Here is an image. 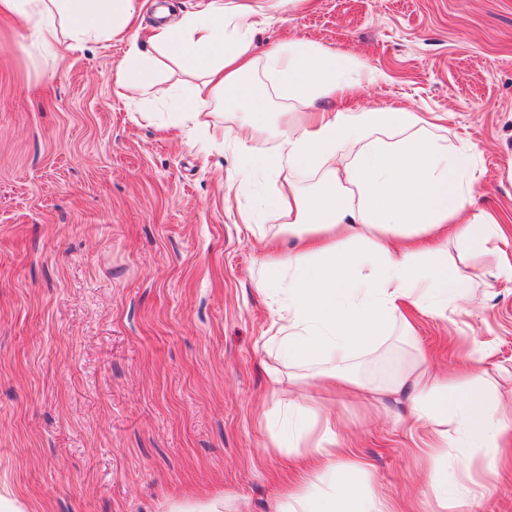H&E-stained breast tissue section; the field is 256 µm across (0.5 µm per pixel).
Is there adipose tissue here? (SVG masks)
<instances>
[{
	"instance_id": "adipose-tissue-1",
	"label": "adipose tissue",
	"mask_w": 512,
	"mask_h": 512,
	"mask_svg": "<svg viewBox=\"0 0 512 512\" xmlns=\"http://www.w3.org/2000/svg\"><path fill=\"white\" fill-rule=\"evenodd\" d=\"M143 11V0H0V16L28 29L41 49L125 43L111 75L117 95L165 98L174 122L202 146L213 143L211 119L225 101L246 113L240 130L225 129L223 136L240 151V185L262 173L271 190L262 208H239V221L273 217L292 240L286 249L271 245L260 259L255 287L276 312L266 342L277 358L308 370L300 385L274 375L279 391L294 398L287 431L272 432L270 444L294 460L319 461L323 477L335 479L338 420L317 394L368 393L348 365L390 335L396 312L411 303L443 317L471 288V276L448 263L449 242L484 250L512 226L473 212L477 149L450 145L437 132L436 116L394 106L318 107L319 99L374 81L375 69L356 70L349 56L305 40L254 55L252 38L263 17L239 0H199L196 10L176 19L164 7L148 28L141 25ZM146 45L194 77L191 96L160 89L154 63L143 59ZM273 92L290 103L274 125L261 116ZM269 133L275 151L256 153L249 139ZM300 171L319 174L313 189L296 185ZM458 377L457 368L439 372L419 360L389 385L406 397L411 422L431 438L423 468L437 512L460 506L442 475L450 423L462 426L476 447L512 444V420L499 415L485 391L458 384ZM345 467L340 490L316 496L295 486L282 493L280 512H394L388 499L359 488L360 460L346 458Z\"/></svg>"
}]
</instances>
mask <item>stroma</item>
Instances as JSON below:
<instances>
[{"mask_svg": "<svg viewBox=\"0 0 512 512\" xmlns=\"http://www.w3.org/2000/svg\"><path fill=\"white\" fill-rule=\"evenodd\" d=\"M267 10L257 51L294 39L379 72L348 105L441 115L448 141L477 148L479 209L512 218V0H250ZM126 52L102 42L46 54L0 20V491L27 512H168L220 500L274 512L293 480L269 448L262 409L285 406L265 344L261 234L240 223L234 146L204 149L164 104L114 93ZM512 237L463 261L467 298L440 317L416 307L353 362L388 383L419 355L486 357L474 373L512 418ZM340 443L369 465L366 487L433 512L420 478L429 439L389 395L336 399ZM448 489L463 512H512V461L493 463L448 428Z\"/></svg>", "mask_w": 512, "mask_h": 512, "instance_id": "stroma-1", "label": "stroma"}]
</instances>
